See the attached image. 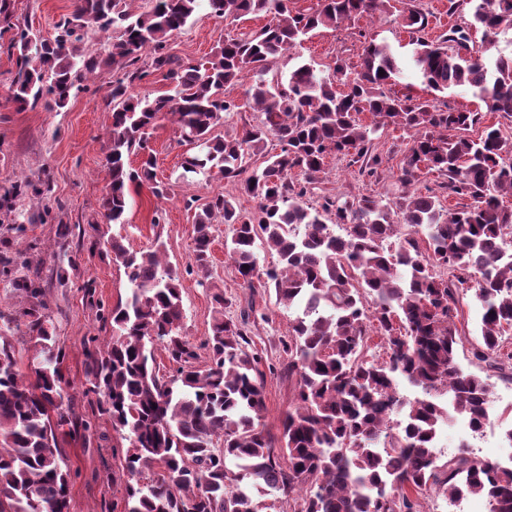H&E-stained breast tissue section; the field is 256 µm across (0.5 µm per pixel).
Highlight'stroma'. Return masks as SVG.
I'll use <instances>...</instances> for the list:
<instances>
[{
	"label": "stroma",
	"mask_w": 512,
	"mask_h": 512,
	"mask_svg": "<svg viewBox=\"0 0 512 512\" xmlns=\"http://www.w3.org/2000/svg\"><path fill=\"white\" fill-rule=\"evenodd\" d=\"M422 10L428 19L421 36L438 41L450 28H469L473 6L470 0H401L389 13L362 16L336 29L312 32L301 46L290 49L272 66V74L287 75L296 65L307 63L325 70L336 58L357 64L362 53L363 37L388 42L402 56L410 55L411 34L403 17L407 6ZM15 23L32 27L42 36L54 33L59 19L74 9V0H11ZM264 17L225 24L223 19L199 9L192 20L170 40L173 53L185 62H201L215 51L226 34L258 31ZM15 56L0 51V194L11 190L16 182L37 179L49 171L55 213L63 223L71 225L73 234L68 245H60L53 224L34 221L41 204L27 196L18 199L11 214L0 212V251H25L32 264L42 269L46 285L45 301L52 315L58 343L65 350L62 365L69 394L75 396L76 407H83L80 398L86 377L83 366V343L92 336L106 339L110 326L96 315L95 301L114 305L126 296L129 283L125 270L116 261L109 246L89 249L82 243V232L91 224H99L104 238H123L130 249L146 251L156 241L165 244L166 259L181 276L183 320L182 334L193 345H201L210 333L212 317L211 286H218L233 304L226 308V317L239 319L243 310L253 308L262 320L249 324V334L263 364L280 365L284 356L280 341L290 329L289 313L276 302L274 292L260 287L249 288L226 255L224 243L230 236L227 225L213 226L212 278L210 284L200 283L191 274L195 215L215 195L233 198L239 209L252 211L256 202L241 189L239 182L213 175L182 176L180 164L192 147L180 143L175 124L162 121L155 128L150 146L157 159V176L169 180L166 197L155 198L149 190L132 192L129 197L127 221L105 224L101 221L102 198L109 176L104 165L108 145L111 112V67L99 69L89 82L88 91L71 97L61 110L38 106L18 110L10 98L16 77ZM412 144L409 133L388 126L375 136L372 151L381 158L374 174L360 172L348 159L329 156L325 172L317 183L308 187L307 205L321 208L325 198L371 195L395 200L403 191L399 180L402 161ZM162 209L165 222L153 225L155 209ZM25 225V233H17L16 225ZM76 262H69V255ZM481 311L472 295L460 301L457 326L465 340L458 349V363L467 372L485 374L482 365L471 356V347L480 338ZM490 384V419L495 436L490 440L470 437L464 426L445 427L441 434L440 454L452 457L462 442H469L473 456L492 462L502 459L508 442L504 432L512 428V381L487 374ZM266 410L262 422L272 435H279L281 423L293 398V385L281 373H265ZM64 461L70 469V512H123L122 487L113 485L112 474L122 461L120 439L109 418L95 422L91 445L70 442L62 448Z\"/></svg>",
	"instance_id": "stroma-1"
}]
</instances>
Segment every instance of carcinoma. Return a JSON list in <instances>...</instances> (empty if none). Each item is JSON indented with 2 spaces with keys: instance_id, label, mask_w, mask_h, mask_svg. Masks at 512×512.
I'll return each instance as SVG.
<instances>
[{
  "instance_id": "cac0c4a2",
  "label": "carcinoma",
  "mask_w": 512,
  "mask_h": 512,
  "mask_svg": "<svg viewBox=\"0 0 512 512\" xmlns=\"http://www.w3.org/2000/svg\"><path fill=\"white\" fill-rule=\"evenodd\" d=\"M203 1L218 18L262 14L269 21L254 35L225 37L205 62L185 63L170 52V40ZM392 8V0H319L294 14L288 0H152L134 15L126 0H75L46 39L15 27L10 0H0V49L16 55L12 100L21 109L65 108L101 67V59L84 53L85 37L117 33L107 59L117 79L103 223H125L132 186L167 196L149 145L162 120L178 125L182 141L197 148L184 158L186 173L234 181L248 160L262 157L243 184L258 200L253 211L217 195L197 215L193 264L201 281L210 279L212 224L222 218L243 283L252 288L259 281L293 315L281 340L282 369L295 379L292 406L280 435H270L261 423V356L249 351L245 328L250 314L239 322L224 318L232 302L214 289L204 342L209 364L198 368L195 346L181 332L180 276L162 260L163 244L134 251L112 238L108 245L130 287L112 308L96 304L112 336L103 346L94 336L85 343L82 397L126 441L121 472L112 474V482L124 483V512H258L253 491L287 496L297 489L298 512H418L417 500L428 491L452 500L482 495L489 512H512L511 468L477 460L465 447L443 461L434 446L447 419L440 395L451 393L474 431L488 417L490 385L456 361L460 290L471 278L482 309L473 358L512 380V352L503 349V332L512 327V209L499 203L512 194V140L495 124L468 135L483 118L478 111L441 109L390 91L404 68L386 44L368 42L357 69L336 60L331 77L302 64L285 83L265 79L274 60L310 32ZM404 20L413 34L427 24L415 9ZM473 20L482 29L478 47L458 27L439 43L418 37L412 66L430 93L465 88L486 113L512 118V51L500 49V37L512 35V0H476ZM155 72L171 90L152 99L135 94L134 84ZM249 76L254 83L246 94L263 118L238 136L212 135L224 115L239 109L227 88ZM362 112L374 123L362 124ZM384 126L413 132L402 184L424 166L447 175L448 189L470 203L447 212L436 195L404 193L394 201L328 199L320 211L305 206L306 185L324 172L328 156L379 164L372 136ZM271 136L281 143L276 154L266 150ZM132 154L141 156L136 167ZM259 248L275 253L277 263L260 269ZM0 274L27 302L0 310V323L40 347L24 375L22 349L0 332V512H70L61 443L88 442L92 422L77 416L66 394L65 352L39 269L23 254L5 252ZM371 327L384 349L380 360L370 353ZM158 345L176 365L167 378L157 367ZM401 379L425 397L404 400Z\"/></svg>"
}]
</instances>
